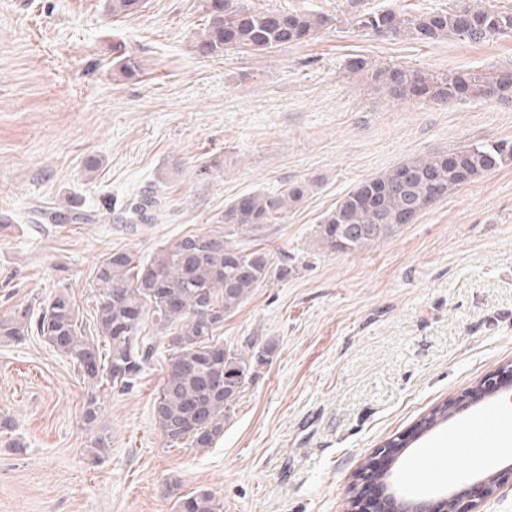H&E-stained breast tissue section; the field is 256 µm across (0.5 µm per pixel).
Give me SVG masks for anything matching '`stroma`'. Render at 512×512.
Segmentation results:
<instances>
[{"mask_svg":"<svg viewBox=\"0 0 512 512\" xmlns=\"http://www.w3.org/2000/svg\"><path fill=\"white\" fill-rule=\"evenodd\" d=\"M253 11L333 18L306 43L272 54H199L197 0H144L112 16L108 0H0V313L70 294L94 320L96 267L113 250L148 259L213 228L250 191L306 185L278 223L239 235L287 262L224 321L220 340L273 342L269 363L210 448H169L153 415L169 339L144 320L155 353L124 392L102 393L82 423L89 386L38 337L0 342V512H175L177 494L207 489L224 512H347L358 472L412 434L393 468L447 441L452 423L419 425L512 366V165L467 183L394 236L325 253L314 229L365 179L416 157L512 140V101L398 102L352 60L433 74L512 69V35L424 43L358 29L360 11L407 16L455 0H238ZM140 61L112 67V46ZM96 158L90 170L86 158ZM157 192L162 208L130 224L125 205ZM77 202L90 224L35 221L45 202ZM108 435L93 456L95 433Z\"/></svg>","mask_w":512,"mask_h":512,"instance_id":"1","label":"stroma"}]
</instances>
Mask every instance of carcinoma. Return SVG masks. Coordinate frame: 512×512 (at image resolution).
I'll return each mask as SVG.
<instances>
[{"instance_id": "obj_1", "label": "carcinoma", "mask_w": 512, "mask_h": 512, "mask_svg": "<svg viewBox=\"0 0 512 512\" xmlns=\"http://www.w3.org/2000/svg\"><path fill=\"white\" fill-rule=\"evenodd\" d=\"M142 0H109L114 16L128 15ZM203 31L195 48L202 55L235 52L272 54L289 44L308 42L331 17L323 13L257 12L233 0H199ZM355 25L376 34L409 35L425 43L456 36L473 43L512 34V11L460 0L449 11L405 17L392 10L363 11ZM113 69L125 78L141 70L135 58L112 46ZM367 71L375 87L396 101L446 104L455 99L512 100V71L484 75H433L402 66L349 64ZM512 164V141L470 143L452 151L411 158L359 183L316 225L314 244L329 253L359 252L394 235L460 186L485 172ZM307 187L291 184L279 193L247 192L224 206L218 226L190 234L157 251L147 261L117 250L105 254L97 268L103 285L96 295L95 331L88 336L80 313L67 292L44 300L37 314L19 310L0 314V341L21 342L37 336L54 352L78 367L83 380L98 388L124 390L134 385L152 358L153 348L138 342L146 314L157 330L172 337L166 377L154 401V417L169 448H210L224 435L240 394L269 362L270 343L248 345L242 352L216 338L224 319L235 314L253 290L271 279L288 275L260 249L238 248L234 238L276 224L300 201ZM158 204L145 196L130 204L132 223H148ZM38 215L53 224H88L87 211L68 204L42 206ZM100 397L88 395L82 420L94 429L101 416ZM176 512H224V501L201 489L180 495Z\"/></svg>"}]
</instances>
